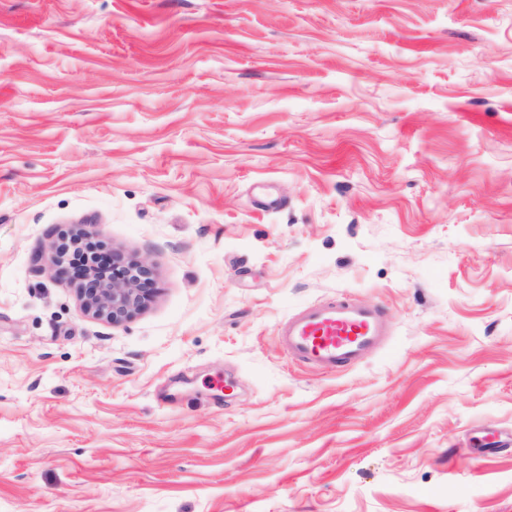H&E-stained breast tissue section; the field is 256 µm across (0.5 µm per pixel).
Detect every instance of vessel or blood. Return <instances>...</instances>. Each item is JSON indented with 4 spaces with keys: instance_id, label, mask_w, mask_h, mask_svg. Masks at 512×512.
I'll use <instances>...</instances> for the list:
<instances>
[{
    "instance_id": "vessel-or-blood-1",
    "label": "vessel or blood",
    "mask_w": 512,
    "mask_h": 512,
    "mask_svg": "<svg viewBox=\"0 0 512 512\" xmlns=\"http://www.w3.org/2000/svg\"><path fill=\"white\" fill-rule=\"evenodd\" d=\"M388 334L378 307L356 301H325L302 309L279 327L290 355L312 366L335 370L356 364Z\"/></svg>"
}]
</instances>
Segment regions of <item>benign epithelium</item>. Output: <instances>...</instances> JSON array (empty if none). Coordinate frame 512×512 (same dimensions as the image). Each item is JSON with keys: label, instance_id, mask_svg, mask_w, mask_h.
Masks as SVG:
<instances>
[{"label": "benign epithelium", "instance_id": "benign-epithelium-1", "mask_svg": "<svg viewBox=\"0 0 512 512\" xmlns=\"http://www.w3.org/2000/svg\"><path fill=\"white\" fill-rule=\"evenodd\" d=\"M67 246L66 235L54 244L55 278L60 282L77 285L84 314L118 325L132 319L153 300V269L147 261L114 254L112 275L105 276L94 268L75 274L63 259Z\"/></svg>", "mask_w": 512, "mask_h": 512}]
</instances>
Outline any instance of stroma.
I'll use <instances>...</instances> for the list:
<instances>
[{
  "mask_svg": "<svg viewBox=\"0 0 512 512\" xmlns=\"http://www.w3.org/2000/svg\"><path fill=\"white\" fill-rule=\"evenodd\" d=\"M0 512H512V0H0ZM76 235L86 243L81 242L69 248L68 263L81 266L94 264L105 274L112 271L111 276H105L95 268L74 274L62 256L70 236L63 234L54 244L55 278L60 282L78 286L82 312L118 325L132 319L146 308L156 291L155 288H149L154 283V278L153 269L147 261L124 258L122 254L112 253V259L98 254L95 250L96 244L93 243H101L103 233L98 225L85 224ZM278 336L288 354L312 366L335 370L356 364L388 336L383 312L357 301H325L289 317Z\"/></svg>",
  "mask_w": 512,
  "mask_h": 512,
  "instance_id": "35a3bbf8",
  "label": "stroma"
}]
</instances>
